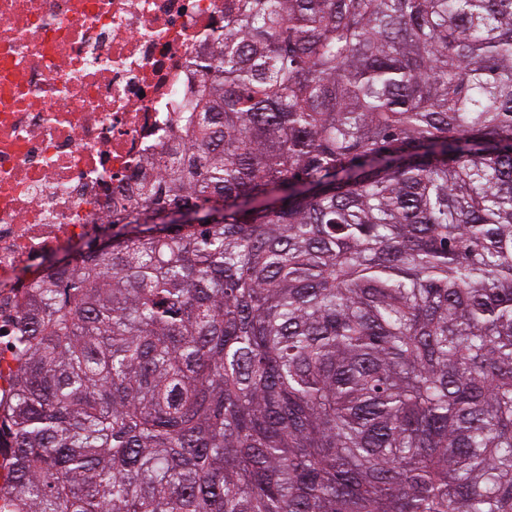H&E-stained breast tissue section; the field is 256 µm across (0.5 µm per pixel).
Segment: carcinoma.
<instances>
[{
  "instance_id": "cac0c4a2",
  "label": "carcinoma",
  "mask_w": 512,
  "mask_h": 512,
  "mask_svg": "<svg viewBox=\"0 0 512 512\" xmlns=\"http://www.w3.org/2000/svg\"><path fill=\"white\" fill-rule=\"evenodd\" d=\"M209 38L112 244L20 292L0 512H512V0Z\"/></svg>"
}]
</instances>
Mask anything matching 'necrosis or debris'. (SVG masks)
Instances as JSON below:
<instances>
[{
  "mask_svg": "<svg viewBox=\"0 0 512 512\" xmlns=\"http://www.w3.org/2000/svg\"><path fill=\"white\" fill-rule=\"evenodd\" d=\"M224 0H0V355L22 288L89 241L200 82Z\"/></svg>",
  "mask_w": 512,
  "mask_h": 512,
  "instance_id": "1",
  "label": "necrosis or debris"
}]
</instances>
